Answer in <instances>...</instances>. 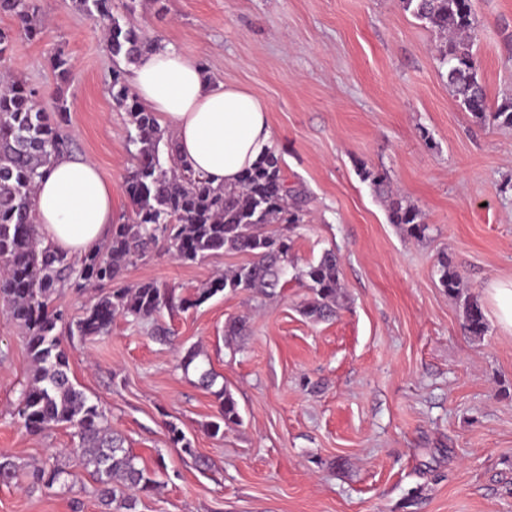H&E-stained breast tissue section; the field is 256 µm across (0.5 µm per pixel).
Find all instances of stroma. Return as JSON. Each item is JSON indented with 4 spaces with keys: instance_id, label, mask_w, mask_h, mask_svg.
<instances>
[{
    "instance_id": "stroma-1",
    "label": "stroma",
    "mask_w": 512,
    "mask_h": 512,
    "mask_svg": "<svg viewBox=\"0 0 512 512\" xmlns=\"http://www.w3.org/2000/svg\"><path fill=\"white\" fill-rule=\"evenodd\" d=\"M34 39L14 32L5 67L52 108L72 156L94 162L112 186L115 222L133 130L113 102L107 40L74 0H37ZM479 74L491 106L512 102V0H473ZM121 26L145 44L195 58L212 82L236 84L270 106L273 147L289 185L307 195L291 241L297 269L335 251L336 316L300 312L307 288L273 296L225 290L157 319L117 316L107 336L64 339L70 376L108 415L159 488L136 512H512V329L490 297L512 281V127L480 123L454 97L438 40L401 0H113ZM72 61L69 81L54 52ZM420 210L417 239L389 223L362 170ZM448 256L488 329L463 327L462 301L439 282ZM220 253L195 263L157 247L126 265L121 285L154 280L195 298L216 273L245 263ZM247 322L244 339L228 336ZM173 333L155 340L156 325ZM239 403L241 425L211 436L212 391L180 360L189 347ZM32 370L24 329L0 305V455L17 465L0 481V512H105L69 428L39 434L14 414ZM197 458L169 441L166 422ZM56 465L66 483L34 486L33 468Z\"/></svg>"
}]
</instances>
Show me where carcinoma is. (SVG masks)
I'll list each match as a JSON object with an SVG mask.
<instances>
[{"label":"carcinoma","instance_id":"1","mask_svg":"<svg viewBox=\"0 0 512 512\" xmlns=\"http://www.w3.org/2000/svg\"><path fill=\"white\" fill-rule=\"evenodd\" d=\"M404 8L439 35V61L446 67L448 85L461 107L484 122L487 116L512 126V103L491 110L479 67L473 53L475 16L472 0H402ZM77 4L105 34L113 55L133 62L142 54L143 41L132 28L122 27L112 13V0H77ZM0 10L18 21L16 34L34 38L40 33L36 0H0ZM53 68L66 82L72 74L68 56L54 54ZM112 100L129 116L134 135L129 143L134 165L125 180L131 216L112 225L111 235L96 248L73 260L43 241L34 216L35 190L43 168L58 155L69 152L70 141L52 125L35 94L13 81L0 89V299L26 330L28 351L34 369L16 408L26 429L38 434L58 425L74 429L82 464L96 482L103 505L114 512H136L137 494L157 487L154 473L138 466L136 456L124 440L108 426L107 415L69 376V359L61 348L59 323L62 314L49 308L52 295L73 286H111L122 269L146 256L162 243L183 262L201 261L221 252H238L248 260L236 269L218 274L199 289L193 301L176 300L175 292L156 281L132 287L113 288L98 294L85 312L68 328L82 339L110 332L118 315L149 320L162 310L200 305L225 289L257 291L271 295L287 282L290 244L285 232L304 223L302 193L288 187L280 158L268 154L247 169L234 186H213L173 155L172 135L161 127L155 113L130 92L124 73L112 70L108 83ZM167 147L168 162L161 161ZM376 192L385 198L388 219L408 234L421 238L429 226L415 207L387 189L386 176L362 171ZM439 280L448 293L461 296L463 283L448 258L439 260ZM312 296L302 305V314L314 322L336 315L339 307V260L332 251L295 274ZM464 328L473 336L487 331L484 311L472 296L464 301ZM200 356L189 348L182 356L184 371L199 372L208 388L217 374L195 364ZM217 411L206 423L211 436L242 423L238 401L223 386L214 392ZM171 444L197 458V451L184 431L173 421L166 423ZM66 471L53 466L36 468L32 483L51 487Z\"/></svg>","mask_w":512,"mask_h":512}]
</instances>
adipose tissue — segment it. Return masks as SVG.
I'll return each instance as SVG.
<instances>
[{"label": "adipose tissue", "mask_w": 512, "mask_h": 512, "mask_svg": "<svg viewBox=\"0 0 512 512\" xmlns=\"http://www.w3.org/2000/svg\"><path fill=\"white\" fill-rule=\"evenodd\" d=\"M132 81L145 107L172 132L180 160L213 185L237 184L272 148L267 102L239 86L212 83L173 46L139 56ZM112 220V187L93 162L63 154L47 167L35 194L44 243L84 254L107 238Z\"/></svg>", "instance_id": "obj_1"}]
</instances>
